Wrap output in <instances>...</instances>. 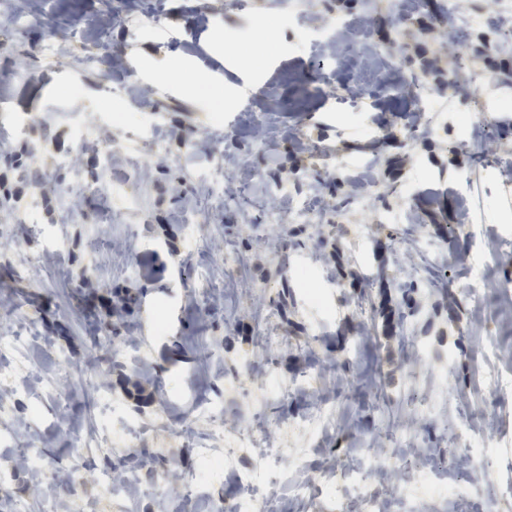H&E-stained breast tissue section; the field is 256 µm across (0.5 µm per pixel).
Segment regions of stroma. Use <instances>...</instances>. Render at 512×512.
<instances>
[{
  "label": "stroma",
  "instance_id": "1",
  "mask_svg": "<svg viewBox=\"0 0 512 512\" xmlns=\"http://www.w3.org/2000/svg\"><path fill=\"white\" fill-rule=\"evenodd\" d=\"M459 9L474 22L451 50L415 0H30L22 27L18 0H0V140L32 167L25 183L0 159L11 191L0 199V338L27 356L17 368L0 351L20 382L0 386V458L28 460L0 484V512L22 499L31 512H112L98 476L116 466L146 476L129 512H214L245 487L269 495L277 477L258 455L237 480L214 469L224 444L200 410L237 431L286 422L259 438L286 468L322 442L312 415L325 400L337 454L313 460L330 480L274 512H324L344 471L372 457L391 512H456L462 499L491 512L512 471V392L491 385L512 375V292L499 289L512 283V106L496 101L512 97V59L479 46L512 17L493 0ZM273 15L277 43L246 61ZM181 62L223 86L222 115L155 78ZM421 65L435 110L429 135L411 139L409 102L389 89ZM472 112L497 124L483 166L459 123ZM222 174L251 185L246 203L225 207ZM285 184L315 200L299 249L284 244L290 207L270 212ZM201 262L208 293L192 280ZM482 271L491 291L477 305L468 285ZM410 281L406 330L375 329L380 283ZM120 294L137 304L113 321L112 342L91 347L88 306ZM267 310L281 345L258 342ZM50 384L63 401L44 399ZM468 417L492 425L480 450L494 470L446 493L432 463L462 453L452 431ZM402 435L429 461L396 483L383 451Z\"/></svg>",
  "mask_w": 512,
  "mask_h": 512
}]
</instances>
